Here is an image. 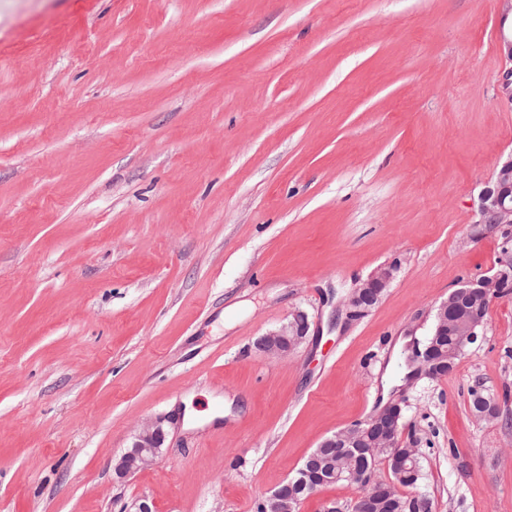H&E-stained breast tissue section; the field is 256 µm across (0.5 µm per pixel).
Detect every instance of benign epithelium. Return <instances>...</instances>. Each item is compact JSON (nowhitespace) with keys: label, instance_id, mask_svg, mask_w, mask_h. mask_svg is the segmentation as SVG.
Here are the masks:
<instances>
[{"label":"benign epithelium","instance_id":"obj_1","mask_svg":"<svg viewBox=\"0 0 512 512\" xmlns=\"http://www.w3.org/2000/svg\"><path fill=\"white\" fill-rule=\"evenodd\" d=\"M478 221L475 226L481 231L492 233L499 241V255L495 264L486 273L466 282L459 289L448 294V299L435 308V335L446 336L455 325L467 328L464 344L477 341L479 332L484 329L485 315L491 303L498 298V288L505 281L512 280V155L497 167L487 186L481 191L477 210ZM397 267L394 264L383 265L365 281L355 285L350 292L346 305L350 318H360L368 313L381 300L386 288L394 279ZM308 317L297 312L292 320L277 330L261 336L256 349L268 356H285L303 344L307 337ZM452 350L443 349L432 342L420 352V356L410 353L409 363L416 366L414 374L432 376L437 365L448 364ZM402 407L395 403L389 405L358 423V435L351 436L344 429L324 439L320 447L330 445L339 449L346 457L365 448H391L393 444L383 439L378 430L400 432ZM166 441L164 420L156 419L143 424L134 434L128 449L117 459L114 471L118 478L124 479L150 466L161 453ZM323 475L316 481L306 480L308 471L301 470L302 477L290 486L291 498L299 502L298 494L311 496L319 487L346 479L361 490L363 498L382 496L397 491V485H380L374 473L364 469L349 468L346 472L336 471L331 466L320 467ZM264 512H288V504L283 502V489H276L263 500Z\"/></svg>","mask_w":512,"mask_h":512}]
</instances>
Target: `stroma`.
Masks as SVG:
<instances>
[{"label": "stroma", "instance_id": "1", "mask_svg": "<svg viewBox=\"0 0 512 512\" xmlns=\"http://www.w3.org/2000/svg\"><path fill=\"white\" fill-rule=\"evenodd\" d=\"M499 19V0H0V512H255L385 396L419 442L403 496L512 512V295L448 376L405 362L498 254L471 233L512 154ZM297 310L306 343L260 353ZM477 381L496 416L472 412ZM156 417V462L116 478ZM396 270V265H383L365 281L355 285L346 301L350 318H360L378 304L393 281Z\"/></svg>", "mask_w": 512, "mask_h": 512}]
</instances>
